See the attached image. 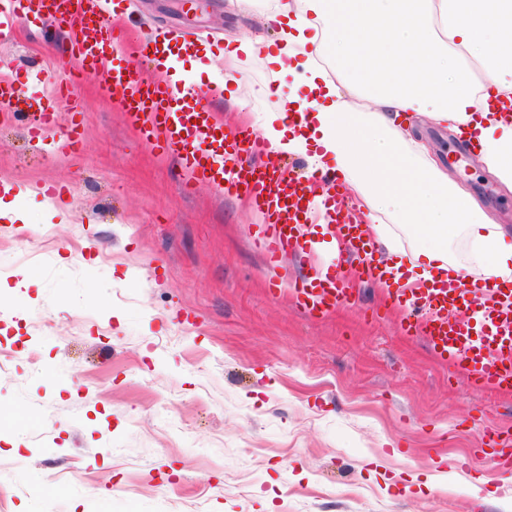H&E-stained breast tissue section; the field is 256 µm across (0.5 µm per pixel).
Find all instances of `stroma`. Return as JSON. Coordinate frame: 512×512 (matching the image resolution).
<instances>
[{
  "label": "stroma",
  "mask_w": 512,
  "mask_h": 512,
  "mask_svg": "<svg viewBox=\"0 0 512 512\" xmlns=\"http://www.w3.org/2000/svg\"><path fill=\"white\" fill-rule=\"evenodd\" d=\"M274 7L122 0L112 25L132 58L157 31L202 36L184 69L231 73L214 111L254 130L296 81L237 50L261 38L279 55ZM64 43L36 22L0 36L24 104L53 93ZM111 66L60 108L71 152L0 119V184L29 221L0 223V512H512V471L473 455L483 426L512 434V393L469 389L401 332L384 290L322 319L271 296L245 199L184 192L104 92ZM415 131L511 230L512 191L428 117ZM50 181L66 200L41 196Z\"/></svg>",
  "instance_id": "1"
}]
</instances>
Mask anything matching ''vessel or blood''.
Segmentation results:
<instances>
[{
    "mask_svg": "<svg viewBox=\"0 0 512 512\" xmlns=\"http://www.w3.org/2000/svg\"><path fill=\"white\" fill-rule=\"evenodd\" d=\"M112 0H0V32L20 21H36L66 30L63 53L72 76L96 72L99 58L112 59L105 77V90L139 128L146 141L177 159L186 186L199 183L220 192L245 193L258 218L259 246L268 264L277 266L288 256L303 261L300 278L289 281L292 299L313 317H325L337 308L354 303L358 288L338 273L335 266L318 263L317 240L309 230L313 209V184L324 190V208L331 222L328 234L345 241L359 260L358 278L387 285L390 274L375 259L361 225L351 223L336 206L339 194L335 177L314 172L306 177L291 175L286 165L274 159L269 143L246 128L228 129L210 103L221 91L223 80L203 87L196 82L167 79L172 56L194 57L197 39L177 40L157 35L140 48L139 60H131L108 21ZM159 72L156 80L144 78L141 64ZM69 86H59L54 102L40 107L31 137L54 125L56 113L70 104ZM494 279L470 285L433 283L425 288L389 289L387 301L402 315L401 330L425 342L442 362L477 391L512 390V299L499 300ZM482 440L498 467L512 468V439L494 429Z\"/></svg>",
    "mask_w": 512,
    "mask_h": 512,
    "instance_id": "1",
    "label": "vessel or blood"
}]
</instances>
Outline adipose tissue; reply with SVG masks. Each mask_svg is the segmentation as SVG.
Masks as SVG:
<instances>
[{"mask_svg": "<svg viewBox=\"0 0 512 512\" xmlns=\"http://www.w3.org/2000/svg\"><path fill=\"white\" fill-rule=\"evenodd\" d=\"M284 52L301 74L286 100L307 111L287 126L282 108L260 126L275 154L335 162L391 271L420 286L445 279L512 284V244L469 191L452 181L414 133L426 114L472 143L487 171L512 190V0H278ZM349 87L369 102L344 98ZM411 228L404 248L379 215ZM461 229L475 249L469 265L448 254V231Z\"/></svg>", "mask_w": 512, "mask_h": 512, "instance_id": "1", "label": "adipose tissue"}]
</instances>
